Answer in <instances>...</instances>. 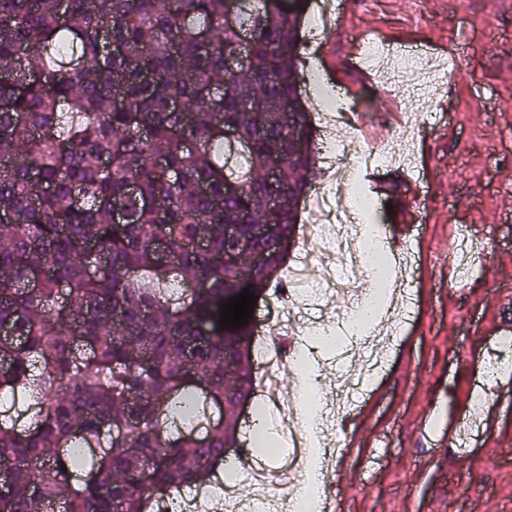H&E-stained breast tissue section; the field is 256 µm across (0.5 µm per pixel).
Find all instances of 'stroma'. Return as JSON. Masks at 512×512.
<instances>
[{
  "mask_svg": "<svg viewBox=\"0 0 512 512\" xmlns=\"http://www.w3.org/2000/svg\"><path fill=\"white\" fill-rule=\"evenodd\" d=\"M349 12L352 30H411L438 56L458 48L464 67L441 76L439 99L455 112L450 130L415 135L418 157L431 159L421 174L434 211L419 229L415 314L327 492L340 512H512V374L499 382L495 428L471 459L448 449L485 343L512 331V0H354ZM478 94L487 110L469 111ZM452 210L475 226L487 256L468 281L449 259Z\"/></svg>",
  "mask_w": 512,
  "mask_h": 512,
  "instance_id": "1",
  "label": "stroma"
}]
</instances>
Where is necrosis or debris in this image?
Segmentation results:
<instances>
[{"mask_svg":"<svg viewBox=\"0 0 512 512\" xmlns=\"http://www.w3.org/2000/svg\"><path fill=\"white\" fill-rule=\"evenodd\" d=\"M356 39L363 48V66L384 65L387 95L396 102L414 99L416 108L405 112L398 136L382 147L367 148L353 137L331 139L332 159L325 179L307 195L303 239L284 271L288 287L266 322L270 332L291 331L301 336L303 343L289 358L263 344L257 350L254 391L266 399L263 418L274 446L268 448L262 462L249 464L245 477L216 468L209 485L178 492L164 512H201L212 501L222 502L226 512H324V492L299 505L286 493L289 476L303 481L314 471L326 475L334 445L329 427L336 421L330 399L346 394L342 388L332 394L309 385L312 363L306 343L329 335L334 327L354 325L359 312L367 307L385 313L388 323L400 327L413 316L415 258L407 251L395 253L383 239L380 225L366 223L365 198L348 171L353 166H413L411 132L422 125L440 91L438 70L417 46L396 45L363 33ZM378 269L384 272L380 284L369 285L366 294L356 293L355 276L369 277ZM339 295L347 297L346 306L331 308V299ZM287 373L295 375L297 386L283 401L278 388ZM242 481L251 489L249 499L243 502L235 498Z\"/></svg>","mask_w":512,"mask_h":512,"instance_id":"4bbe7bcc","label":"necrosis or debris"}]
</instances>
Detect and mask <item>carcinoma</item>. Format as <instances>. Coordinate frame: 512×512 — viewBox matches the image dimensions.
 I'll return each instance as SVG.
<instances>
[{"mask_svg":"<svg viewBox=\"0 0 512 512\" xmlns=\"http://www.w3.org/2000/svg\"><path fill=\"white\" fill-rule=\"evenodd\" d=\"M225 2L0 0V512H153L236 440L254 331L219 310L279 282L317 151L303 0Z\"/></svg>","mask_w":512,"mask_h":512,"instance_id":"obj_1","label":"carcinoma"}]
</instances>
